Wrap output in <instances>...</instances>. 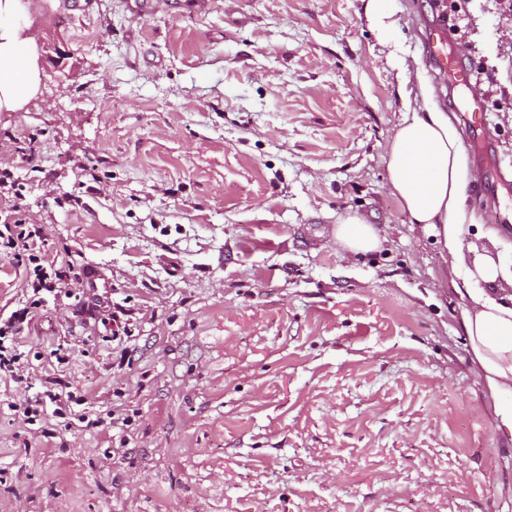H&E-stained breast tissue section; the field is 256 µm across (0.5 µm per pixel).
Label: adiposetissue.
Here are the masks:
<instances>
[{
    "label": "adipose tissue",
    "mask_w": 512,
    "mask_h": 512,
    "mask_svg": "<svg viewBox=\"0 0 512 512\" xmlns=\"http://www.w3.org/2000/svg\"><path fill=\"white\" fill-rule=\"evenodd\" d=\"M15 0H0V112H15L34 95L38 73L25 40L12 22ZM403 114L387 148L388 187L410 224L433 236L442 257L464 268L455 290L463 300L459 323L472 360L491 395L512 385V269L467 241L468 169L461 133L451 116L434 101L422 73L399 67ZM333 235L352 256L379 250L385 237L379 227L356 214L339 218Z\"/></svg>",
    "instance_id": "1"
}]
</instances>
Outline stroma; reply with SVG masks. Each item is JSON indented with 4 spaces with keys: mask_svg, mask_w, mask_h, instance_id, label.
Instances as JSON below:
<instances>
[{
    "mask_svg": "<svg viewBox=\"0 0 512 512\" xmlns=\"http://www.w3.org/2000/svg\"><path fill=\"white\" fill-rule=\"evenodd\" d=\"M459 2L447 50L481 70L479 124L428 53L432 0H393L399 54L478 175L468 239L512 267V9ZM363 8L51 0L38 33L72 56L0 116L25 196L0 223L41 225L66 275L0 376V512H512L454 273L388 189L403 101ZM349 213L382 249L342 253ZM25 281L0 253V317Z\"/></svg>",
    "mask_w": 512,
    "mask_h": 512,
    "instance_id": "35a3bbf8",
    "label": "stroma"
}]
</instances>
